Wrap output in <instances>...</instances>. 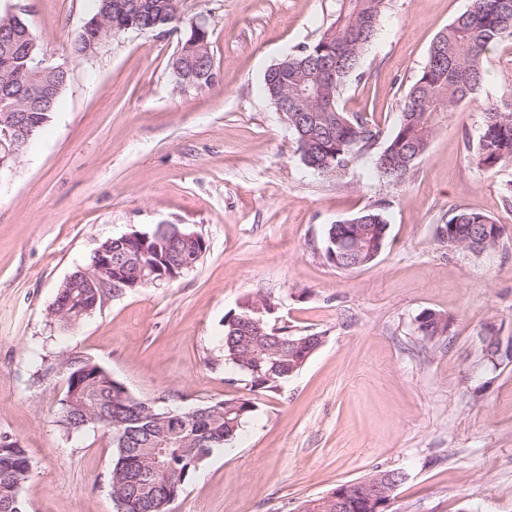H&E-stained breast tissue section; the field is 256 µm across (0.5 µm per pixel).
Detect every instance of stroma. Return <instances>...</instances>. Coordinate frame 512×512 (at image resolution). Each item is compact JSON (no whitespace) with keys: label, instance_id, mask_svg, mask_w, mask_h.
<instances>
[{"label":"stroma","instance_id":"obj_1","mask_svg":"<svg viewBox=\"0 0 512 512\" xmlns=\"http://www.w3.org/2000/svg\"><path fill=\"white\" fill-rule=\"evenodd\" d=\"M470 4L386 0L340 100L381 137L317 173L261 85L316 40L338 0H180L179 32L128 31L90 57L71 43L94 0H0L41 59L71 70L51 121L0 173V436L30 457L27 512H116L111 432L58 423L74 351L161 409L253 402L168 512H297L376 470L405 475L391 512H512V362L482 352L483 337L512 336V164L486 171L470 157L485 108L512 97V39L487 53L475 98L438 113L408 182L389 185L375 166L435 35ZM201 18L218 82L188 87L171 61ZM367 208L387 220L384 249L336 269L327 228ZM455 209L500 224L497 246L449 245L440 228ZM160 224L204 238L196 269L72 326L52 316L60 285L102 242ZM260 297L276 306L270 324L325 338L272 391L249 390L223 353L225 314ZM427 309L447 317L445 336L418 331Z\"/></svg>","mask_w":512,"mask_h":512}]
</instances>
